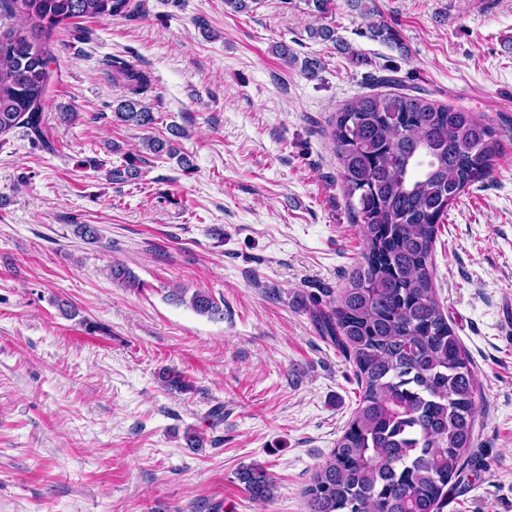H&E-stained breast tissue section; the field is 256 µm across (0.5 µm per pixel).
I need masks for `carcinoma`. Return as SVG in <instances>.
<instances>
[{
	"label": "carcinoma",
	"mask_w": 512,
	"mask_h": 512,
	"mask_svg": "<svg viewBox=\"0 0 512 512\" xmlns=\"http://www.w3.org/2000/svg\"><path fill=\"white\" fill-rule=\"evenodd\" d=\"M367 20L364 34L404 50L376 0H347ZM131 0H0V137L16 128L49 148L43 126L52 81L45 34L77 18H132ZM128 96L113 112L149 129L143 102L150 75L123 59L110 63ZM343 105L328 120L348 206L364 237L362 261L334 305L312 316L324 338L352 361L360 385L356 411L304 489L309 512H441L449 484L464 473L474 447L478 383L436 294L433 250L448 209L487 177L504 153L499 130L471 112L392 90ZM155 155L176 154L167 140L143 143ZM171 300L210 319L224 309L201 291ZM252 499L267 501L272 481L259 467L238 473Z\"/></svg>",
	"instance_id": "obj_1"
}]
</instances>
